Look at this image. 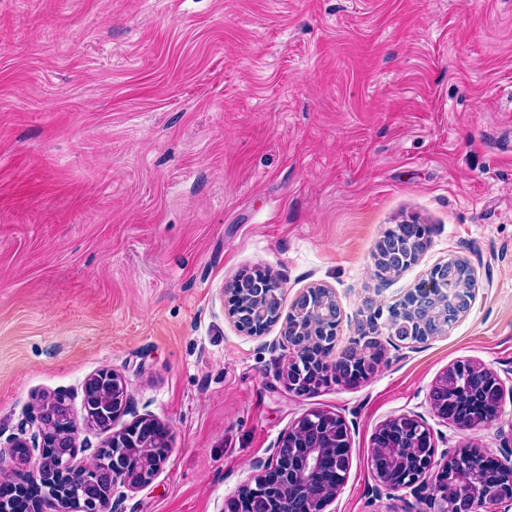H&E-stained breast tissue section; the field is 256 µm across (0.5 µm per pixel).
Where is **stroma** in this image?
<instances>
[{
    "label": "stroma",
    "instance_id": "obj_1",
    "mask_svg": "<svg viewBox=\"0 0 512 512\" xmlns=\"http://www.w3.org/2000/svg\"><path fill=\"white\" fill-rule=\"evenodd\" d=\"M426 225L418 261L379 278L384 232ZM451 259L475 274L447 334L386 348L374 377L297 396L279 327L240 332L224 290L256 267L282 309L332 288L337 348ZM470 362L512 384V0H0V443L63 394L76 463L109 434L84 383L111 369L133 413L172 430L122 512H224L302 415H340L346 480L373 497L371 439L420 416L437 449H512V397L460 430L428 400Z\"/></svg>",
    "mask_w": 512,
    "mask_h": 512
}]
</instances>
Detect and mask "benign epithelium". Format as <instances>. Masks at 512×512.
Masks as SVG:
<instances>
[{"label":"benign epithelium","instance_id":"7a95c632","mask_svg":"<svg viewBox=\"0 0 512 512\" xmlns=\"http://www.w3.org/2000/svg\"><path fill=\"white\" fill-rule=\"evenodd\" d=\"M424 247V237L414 234V226L406 228L402 238L384 236L379 240L375 254V267L385 276L398 273L406 265L417 261ZM474 273L463 260L435 265L426 279L408 292L394 305L377 307L369 315V329L359 328V338L352 344L353 351L342 353L336 361L322 363L328 380L344 381L339 362L364 357L361 370L364 379L374 376L383 361V348L374 336L375 322L387 315V324L397 325L390 336L399 341L425 343L448 332V325L465 314L475 298L471 288ZM281 281L270 272L245 271L224 290L227 312L239 331L250 336H262L272 326L281 324L282 341L288 347V361L281 372L289 391L298 396L312 393L314 385L295 374L300 359L316 344L336 345L337 328L341 309L332 289L322 285L309 287L298 294L287 317H282ZM478 379L494 400L496 408L502 407L503 386L490 371L476 367ZM112 398V416L105 422L88 415L100 429L109 430L112 424L129 412L127 386L122 377L110 370H103L90 377L84 385V403L94 398ZM416 428L428 433L427 448L421 441L406 438L400 443L380 445L381 431L373 438L372 456L382 455L383 462L373 467L377 482L376 492L411 489L415 501L423 505L422 512H512V454L506 452L499 460L502 477L491 486L472 480L473 470L454 472L456 479L470 485L468 498L448 502V463L454 459L449 451L437 452L430 429L416 415H401ZM36 427L33 439L37 447L56 450L57 477L52 482L53 491L32 508V512H121L117 503L104 497L100 487L112 490L122 484L132 490L148 485L159 471L167 455H159L150 436L140 437L143 429H159L171 435L169 426L150 416L134 418L121 430L112 433V466L92 459L76 465L73 458L78 448L79 428L72 417L66 396L58 395L30 419ZM307 416L299 418L288 433L278 442L266 460L253 462L258 471L255 486L243 489L227 503L226 512H325L338 489L318 490L313 496L299 494V487L309 482L313 471L326 456L336 451V445L326 446L318 439L305 441ZM17 448H29L26 441L15 439L0 448V459L9 460V470L0 468V474L10 477L23 492L31 481L40 477L38 466H30L31 455L20 457ZM81 481L85 492L78 507L73 508L67 498V485Z\"/></svg>","mask_w":512,"mask_h":512}]
</instances>
